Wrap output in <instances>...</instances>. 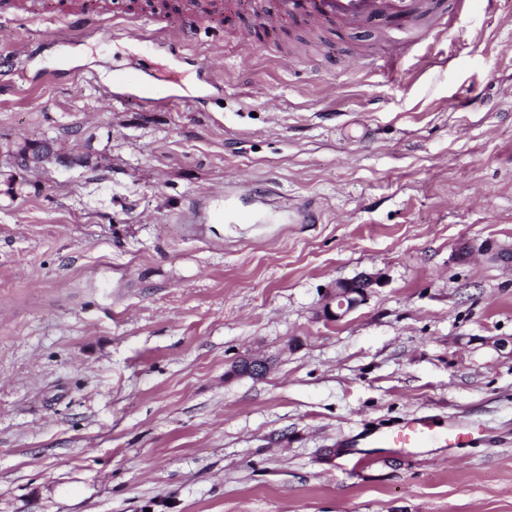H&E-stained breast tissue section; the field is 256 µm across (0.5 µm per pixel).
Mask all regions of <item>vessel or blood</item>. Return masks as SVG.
I'll use <instances>...</instances> for the list:
<instances>
[{"mask_svg": "<svg viewBox=\"0 0 512 512\" xmlns=\"http://www.w3.org/2000/svg\"><path fill=\"white\" fill-rule=\"evenodd\" d=\"M467 0H182V23L176 31L160 25L154 29L155 41L165 44L170 53L194 41L203 24L234 18L236 13L249 14L255 23L268 29H280L295 22H305L318 29L335 24L340 29L358 33L375 28L381 31L397 26L403 41L387 40L379 55L381 66L395 70L404 43L412 42L416 30L424 24L446 30L453 16L461 11ZM59 12L67 22L91 32H99L107 16L97 0H60ZM448 447L464 444L463 433L451 430L440 433L432 416L421 415L402 427L372 429L354 442L358 448L422 447L433 440Z\"/></svg>", "mask_w": 512, "mask_h": 512, "instance_id": "obj_1", "label": "vessel or blood"}]
</instances>
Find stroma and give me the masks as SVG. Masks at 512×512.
I'll use <instances>...</instances> for the list:
<instances>
[{
    "instance_id": "1",
    "label": "stroma",
    "mask_w": 512,
    "mask_h": 512,
    "mask_svg": "<svg viewBox=\"0 0 512 512\" xmlns=\"http://www.w3.org/2000/svg\"><path fill=\"white\" fill-rule=\"evenodd\" d=\"M472 4L397 75L371 31L0 19V58L38 43L0 91V512H512V269L456 258L512 245V0ZM419 414L469 443L353 469ZM459 250L462 252L465 261L474 254L484 256L489 262L512 268V248L493 241H466ZM381 285L377 273H362L351 279L336 281L324 294L319 312L326 322H339L363 305L369 293Z\"/></svg>"
}]
</instances>
